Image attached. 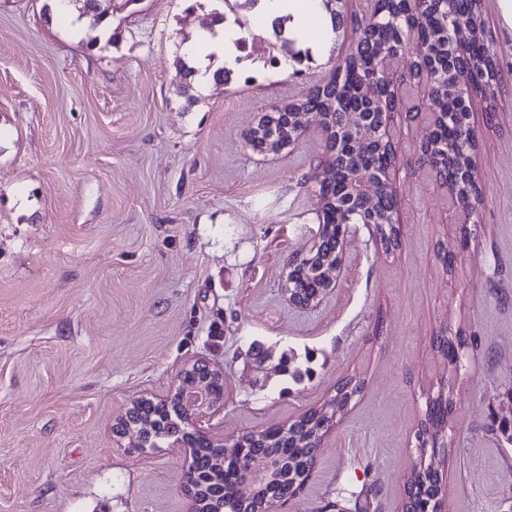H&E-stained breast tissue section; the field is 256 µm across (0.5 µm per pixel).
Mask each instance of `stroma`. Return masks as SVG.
<instances>
[{
	"label": "stroma",
	"mask_w": 512,
	"mask_h": 512,
	"mask_svg": "<svg viewBox=\"0 0 512 512\" xmlns=\"http://www.w3.org/2000/svg\"><path fill=\"white\" fill-rule=\"evenodd\" d=\"M53 0H0V512H188L190 458L127 453L116 424L165 395L198 360L224 373V406L203 424L228 438L284 426L348 378L362 389L321 441L281 512H404L425 397L451 381L443 512H507L512 445V29L483 0L499 64L498 112L471 103L482 196L457 249L455 194L419 161L433 120L387 127L399 240L354 224L342 267L312 307L288 299L289 261L321 228L313 175L322 120L260 153L248 131L305 99L357 34L293 73L297 38H276L247 0H140L97 39L47 18ZM245 40L230 82L178 94L177 60L214 14ZM279 58L271 68V58ZM456 250L446 269L439 249ZM463 336L460 369L436 336ZM310 363L297 382L282 355Z\"/></svg>",
	"instance_id": "obj_1"
}]
</instances>
